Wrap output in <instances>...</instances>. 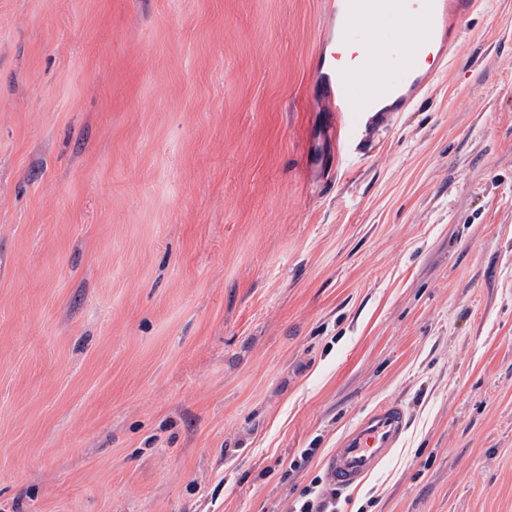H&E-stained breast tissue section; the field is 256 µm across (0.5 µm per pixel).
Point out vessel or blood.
Returning <instances> with one entry per match:
<instances>
[{
	"mask_svg": "<svg viewBox=\"0 0 512 512\" xmlns=\"http://www.w3.org/2000/svg\"><path fill=\"white\" fill-rule=\"evenodd\" d=\"M474 0H326L327 25L315 55L314 85L337 120V149L357 150L363 130L407 111L458 47L449 17L467 16ZM360 31L358 66L338 65L334 45ZM408 427L396 401L375 406L338 440L326 460L336 487L355 489L388 459Z\"/></svg>",
	"mask_w": 512,
	"mask_h": 512,
	"instance_id": "vessel-or-blood-1",
	"label": "vessel or blood"
}]
</instances>
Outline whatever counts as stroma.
<instances>
[{
  "instance_id": "stroma-1",
  "label": "stroma",
  "mask_w": 512,
  "mask_h": 512,
  "mask_svg": "<svg viewBox=\"0 0 512 512\" xmlns=\"http://www.w3.org/2000/svg\"><path fill=\"white\" fill-rule=\"evenodd\" d=\"M367 150L324 0H0V512H512V0ZM315 449L301 469L291 462ZM407 427V414L399 402L375 406L338 440L326 460L328 476L315 477L284 512H335L336 487H360L398 447Z\"/></svg>"
}]
</instances>
